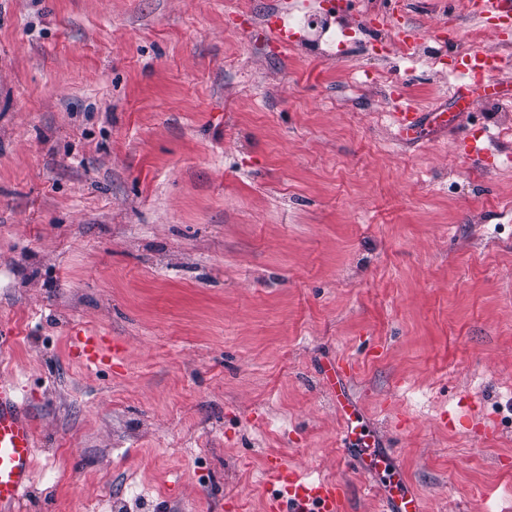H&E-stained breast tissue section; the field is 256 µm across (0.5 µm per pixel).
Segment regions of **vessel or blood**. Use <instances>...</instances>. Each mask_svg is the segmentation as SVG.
<instances>
[{
  "mask_svg": "<svg viewBox=\"0 0 512 512\" xmlns=\"http://www.w3.org/2000/svg\"><path fill=\"white\" fill-rule=\"evenodd\" d=\"M473 15L490 22L507 16L505 0H470ZM287 6L273 8L264 17L273 43L281 53L294 48L297 39L286 24ZM506 64L496 56L489 63L475 65L461 60L457 69L476 84L492 87L495 72ZM400 136L417 140L432 123H440L437 113H424L409 101L391 115ZM71 345L78 357L87 365L101 366L112 360V349L102 336L85 330L72 331ZM36 443L33 433V416L21 400L12 381L0 379V512H16L18 505L28 495L33 481V462ZM266 476L278 491L266 503L267 512H348L345 487L336 481L309 482L297 469L278 456L266 461ZM393 490L382 498V512H423L422 498L411 489L403 478H396Z\"/></svg>",
  "mask_w": 512,
  "mask_h": 512,
  "instance_id": "vessel-or-blood-1",
  "label": "vessel or blood"
}]
</instances>
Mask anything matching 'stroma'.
<instances>
[{
  "instance_id": "35a3bbf8",
  "label": "stroma",
  "mask_w": 512,
  "mask_h": 512,
  "mask_svg": "<svg viewBox=\"0 0 512 512\" xmlns=\"http://www.w3.org/2000/svg\"><path fill=\"white\" fill-rule=\"evenodd\" d=\"M277 0H0V377L34 417L21 512H265L267 457L381 512H512V69L462 94L465 0H354L278 54ZM424 44L408 57L404 30ZM458 113L397 139V97ZM119 356L98 369L73 329ZM356 367L336 403L331 378ZM391 488H396L395 491H387L382 498L383 512H422V498L413 489L408 486V483L397 474L396 479L390 482ZM388 486V487H389Z\"/></svg>"
}]
</instances>
